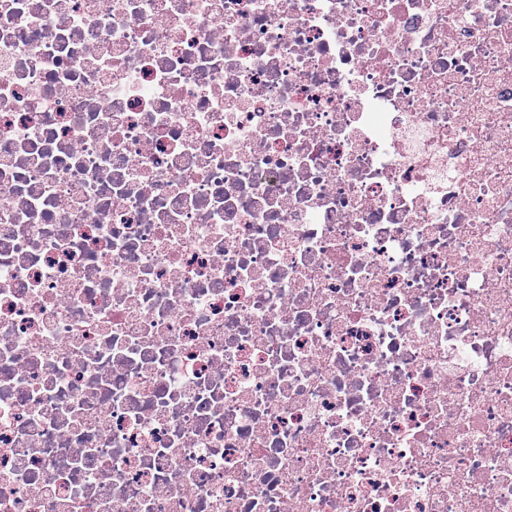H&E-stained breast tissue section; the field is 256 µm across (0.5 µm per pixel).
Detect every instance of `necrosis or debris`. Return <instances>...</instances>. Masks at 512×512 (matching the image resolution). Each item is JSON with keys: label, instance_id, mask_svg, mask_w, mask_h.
Listing matches in <instances>:
<instances>
[{"label": "necrosis or debris", "instance_id": "1", "mask_svg": "<svg viewBox=\"0 0 512 512\" xmlns=\"http://www.w3.org/2000/svg\"><path fill=\"white\" fill-rule=\"evenodd\" d=\"M0 512H512V0H0Z\"/></svg>", "mask_w": 512, "mask_h": 512}]
</instances>
